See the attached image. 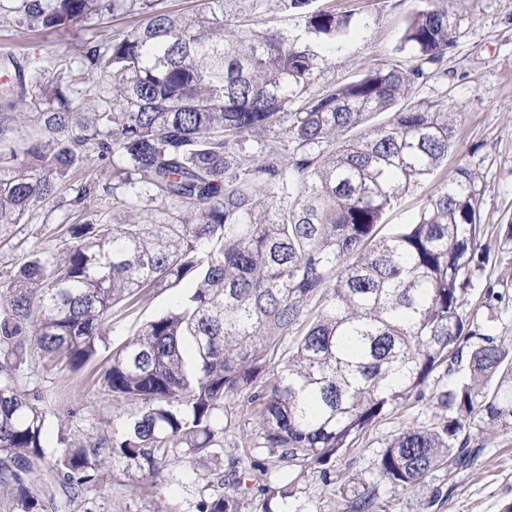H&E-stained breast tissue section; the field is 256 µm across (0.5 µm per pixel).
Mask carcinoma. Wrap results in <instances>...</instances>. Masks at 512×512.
<instances>
[{
  "label": "carcinoma",
  "mask_w": 512,
  "mask_h": 512,
  "mask_svg": "<svg viewBox=\"0 0 512 512\" xmlns=\"http://www.w3.org/2000/svg\"><path fill=\"white\" fill-rule=\"evenodd\" d=\"M136 1L140 23L74 45V78L38 66L0 87V246L91 161L111 182L101 195L79 185L75 204L137 186L177 208L164 222L71 224L61 250L36 247L0 273V512H96L86 493L120 462L158 478L218 461L224 413L239 404L261 424L248 447L290 467L324 465L463 357V378L436 396L443 414L396 434L379 475L405 491L459 461L485 427L512 431V353L489 335L470 342L461 311L484 260L475 174L458 166L411 222L378 233L456 146L448 112L416 97L423 64L453 44L448 14L410 16L401 45L417 64H382L316 95L318 55L279 21L258 22L268 0L245 10L203 0L188 16L149 0H6L0 10L68 29ZM312 2L279 0L278 12L300 15L320 40L348 33L352 14ZM381 113L390 117L371 123ZM281 129L290 150L268 139ZM255 136L252 153L244 143ZM184 281L182 301L112 348L97 380L102 397L137 405L124 429L62 427L47 453L51 420L71 423L79 409L48 408L36 368L81 371L119 310ZM241 462L194 472L195 512H241ZM347 508L379 512L371 492Z\"/></svg>",
  "instance_id": "carcinoma-1"
}]
</instances>
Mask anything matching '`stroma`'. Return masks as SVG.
<instances>
[{
    "instance_id": "obj_1",
    "label": "stroma",
    "mask_w": 512,
    "mask_h": 512,
    "mask_svg": "<svg viewBox=\"0 0 512 512\" xmlns=\"http://www.w3.org/2000/svg\"><path fill=\"white\" fill-rule=\"evenodd\" d=\"M314 8L351 12L350 32L335 49L320 50L314 89L348 82L376 65L413 64L400 38L408 16L417 9L447 11L454 42L440 65L429 69L419 89L425 102L451 113L460 143L442 172L452 175L459 163L476 174L483 191L482 242L491 253L483 274L464 300L462 312L473 330L494 336L512 349V243L502 232L512 224V0H314ZM74 30H33L8 14L0 15V55L17 61L39 59L46 66L67 62ZM96 164L76 174L57 201L37 206L28 223L19 225L12 244L0 249V270L27 260L33 247L54 250L57 231L87 220L71 207L76 185L99 178ZM179 291H151L112 323L109 345L131 338L136 330L168 310ZM109 365L108 353L78 373H51L42 379L51 407L76 403L82 408L80 430L122 429L134 407H111L93 384ZM464 372L463 363L440 367L422 388L421 397L371 424L342 455L327 463L328 479L317 469L294 467L290 488L281 482L245 480L240 488L242 512H347L350 489L375 492L381 512H512V432L481 434L468 464L440 470L426 482L405 491L391 490L378 474L379 452L402 429L433 424L439 410L436 396ZM224 451L247 454L249 460L272 464L265 449L247 448L259 432L255 413L237 406L224 418ZM98 512H194L198 497L192 475L178 480H152L134 469L114 470L111 479L89 493Z\"/></svg>"
}]
</instances>
